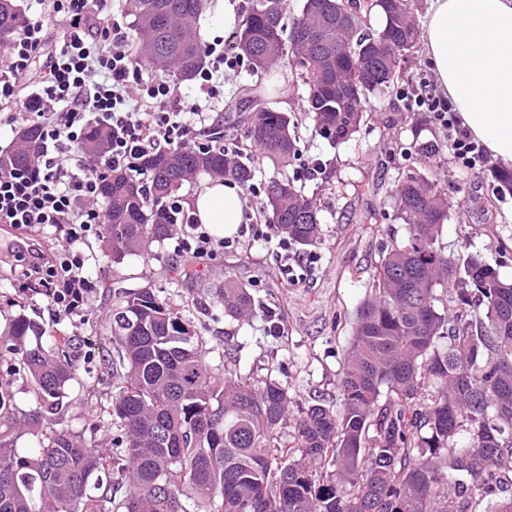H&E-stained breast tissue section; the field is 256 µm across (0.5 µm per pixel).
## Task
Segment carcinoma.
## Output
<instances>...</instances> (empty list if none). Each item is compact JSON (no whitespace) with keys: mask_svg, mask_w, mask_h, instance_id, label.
<instances>
[{"mask_svg":"<svg viewBox=\"0 0 512 512\" xmlns=\"http://www.w3.org/2000/svg\"><path fill=\"white\" fill-rule=\"evenodd\" d=\"M207 2L125 0L150 67L178 83L195 77L205 58L195 21ZM287 7L250 0L231 50L260 74L291 59L312 132L346 142L368 121L370 99L410 81L406 63L420 42L412 0H304L288 30ZM373 14L384 19L377 29ZM22 22L12 0H0V42ZM40 134L22 128L5 169H29ZM247 136L280 168L298 154L296 123L284 112L256 109ZM111 142V129L90 125L79 148L96 156ZM139 169L144 182L121 168L102 179L103 253L115 265L170 235L164 209L198 175L248 188L256 172L255 158L224 145L218 129L205 146L147 155ZM488 172L512 193V167ZM394 185L408 234L381 252L356 308L339 406L303 409L294 445L278 442L288 385L208 364L190 318L150 289L128 290L105 322L119 349L112 397L91 410L114 430L112 447L61 430L20 453L11 431L0 433V512H512V281L481 252L441 245L450 203L435 181L399 170ZM261 208L295 244L321 240L317 199L289 179L270 181ZM215 294L224 315L252 314L236 281ZM45 335L21 311L0 336V366L35 393L23 418L33 426L69 407L75 370L69 347L44 346ZM12 415L1 382L0 418Z\"/></svg>","mask_w":512,"mask_h":512,"instance_id":"1","label":"carcinoma"}]
</instances>
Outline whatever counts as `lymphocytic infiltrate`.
I'll return each mask as SVG.
<instances>
[{"instance_id":"obj_1","label":"lymphocytic infiltrate","mask_w":512,"mask_h":512,"mask_svg":"<svg viewBox=\"0 0 512 512\" xmlns=\"http://www.w3.org/2000/svg\"><path fill=\"white\" fill-rule=\"evenodd\" d=\"M47 15L63 28L50 42L43 18L26 19L0 52V126L38 124L42 142L30 169L0 171V224L27 238L52 234L55 252L34 247L16 254L65 316L86 311L94 283L82 250L107 226L99 179L110 168L136 171L138 158L200 145L210 102L224 94V72L241 65L229 48L206 45L210 58L198 72L201 101L184 107L176 85L145 79L121 25L105 16V0H46ZM403 97L430 113L448 133V147L466 168L484 167L487 150L462 127L451 102L429 79ZM93 122L112 130L108 152L89 159L76 152Z\"/></svg>"}]
</instances>
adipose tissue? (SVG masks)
Returning <instances> with one entry per match:
<instances>
[{
    "label": "adipose tissue",
    "instance_id": "obj_1",
    "mask_svg": "<svg viewBox=\"0 0 512 512\" xmlns=\"http://www.w3.org/2000/svg\"><path fill=\"white\" fill-rule=\"evenodd\" d=\"M422 41L462 127L512 166V0H430ZM190 206L198 223L222 236L242 220L241 190L219 181L206 183Z\"/></svg>",
    "mask_w": 512,
    "mask_h": 512
}]
</instances>
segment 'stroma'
Wrapping results in <instances>:
<instances>
[{"label":"stroma","mask_w":512,"mask_h":512,"mask_svg":"<svg viewBox=\"0 0 512 512\" xmlns=\"http://www.w3.org/2000/svg\"><path fill=\"white\" fill-rule=\"evenodd\" d=\"M287 70L281 61L260 77L244 66L225 73L224 100L216 115L228 142L246 147L243 119L249 102L301 114L304 88L288 84L283 77ZM370 107L371 121L344 144H330L301 128L299 155L282 172L321 203V241L302 250L289 248L315 266L311 272L298 270V284L286 282L273 240L244 236L224 250L190 256L182 251L185 230L180 227L150 254L126 257L115 266L101 258V241L94 238L89 244L97 256L91 268L95 289L90 310L68 318L31 291L21 267L0 262V331L22 310L45 324L48 339L71 347L76 366L69 389L71 405L50 421L51 429L111 446V430L92 426L82 412L112 396L107 359L114 347L104 320L119 293L140 288L152 289L174 312L193 320L211 364L236 365L241 372L262 377L273 374L287 382L296 411L318 399L335 404L354 313L370 289L379 253L389 237L402 239L408 232L393 199L392 179L399 168L437 180L450 201L442 244L455 249L473 245L489 260L499 261L502 277L512 278V194L499 192L485 172L461 167L445 151L446 133L435 122L412 130L400 97L374 99ZM427 141L442 144L438 156L420 154L419 144ZM316 164L321 173L307 178L308 168ZM337 181L345 184L344 194H327V184ZM188 267L194 272L190 281L184 278ZM228 277L253 296L255 308L249 318L225 317L216 302L214 290ZM275 324L280 332H272Z\"/></svg>","instance_id":"stroma-1"}]
</instances>
